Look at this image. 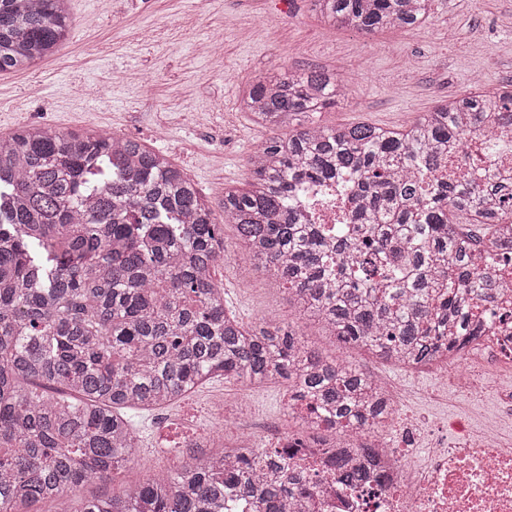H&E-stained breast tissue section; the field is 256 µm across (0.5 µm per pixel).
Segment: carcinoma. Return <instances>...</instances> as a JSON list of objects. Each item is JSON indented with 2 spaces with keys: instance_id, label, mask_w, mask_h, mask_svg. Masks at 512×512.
I'll list each match as a JSON object with an SVG mask.
<instances>
[{
  "instance_id": "obj_1",
  "label": "carcinoma",
  "mask_w": 512,
  "mask_h": 512,
  "mask_svg": "<svg viewBox=\"0 0 512 512\" xmlns=\"http://www.w3.org/2000/svg\"><path fill=\"white\" fill-rule=\"evenodd\" d=\"M69 0H0V72L22 71L66 43ZM320 20L372 34L420 26L432 0H310ZM323 70L247 84L241 111L269 136L249 156L250 189L220 211L166 154L132 138L30 125L0 137V512H73L90 480L118 478L138 456L129 410L149 411L222 376L284 380L291 400L336 439L353 438L390 405L371 376L312 348L299 326H246L211 270L224 225L258 269L294 291L303 315L341 349L386 362L432 363L477 338L472 321L501 280L475 254L512 261L486 201L512 212V182L437 179L448 145L486 121H512V83L446 100L403 132L311 117L345 97ZM482 132V131H480ZM482 150L498 153L494 134ZM336 181L356 202L347 223L307 224L302 191ZM331 463L349 483L372 474ZM268 455L211 452L177 462L163 482L83 503L79 512H293L294 475L263 482Z\"/></svg>"
}]
</instances>
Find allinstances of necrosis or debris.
Listing matches in <instances>:
<instances>
[{
	"label": "necrosis or debris",
	"mask_w": 512,
	"mask_h": 512,
	"mask_svg": "<svg viewBox=\"0 0 512 512\" xmlns=\"http://www.w3.org/2000/svg\"><path fill=\"white\" fill-rule=\"evenodd\" d=\"M491 308L500 320L467 346L464 358L449 353L425 369L464 390L492 393L512 410V379L497 381L488 374L489 368L512 365V291ZM401 369L408 374L425 370L407 362ZM426 429L416 421L396 429L384 417L377 430L363 433L375 449L376 478L362 488L339 485L324 459L314 456V449L329 445L320 434L275 429L263 445L281 451L318 512H512V448L503 444L495 426L476 434L464 430L450 446L430 449L428 464L420 470L413 458Z\"/></svg>",
	"instance_id": "necrosis-or-debris-1"
}]
</instances>
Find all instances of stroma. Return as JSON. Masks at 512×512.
I'll return each mask as SVG.
<instances>
[{
    "label": "stroma",
    "instance_id": "1",
    "mask_svg": "<svg viewBox=\"0 0 512 512\" xmlns=\"http://www.w3.org/2000/svg\"><path fill=\"white\" fill-rule=\"evenodd\" d=\"M64 48L19 72L0 73V135L23 125L133 136L170 156L201 193L219 202L225 189H247V158L267 136L238 107L242 88L260 76L345 66L346 98L316 114L327 126L369 123L408 126L437 101L512 81V0H433L422 26L368 37L322 23L310 0H70ZM227 259L216 278L228 305L245 324H298L308 343L327 356H347L370 375L413 389L404 413L436 425L446 438L463 417L466 397L445 404L419 396L431 376H410L367 354L343 352L320 325L305 318L294 293L266 277L252 253L224 227ZM281 383L250 386L217 377L187 399L132 412L138 457L122 480L91 481L74 496L119 494L123 485L168 477L175 464L159 427L165 420H210L218 398L239 399L257 432L293 427Z\"/></svg>",
    "mask_w": 512,
    "mask_h": 512
}]
</instances>
